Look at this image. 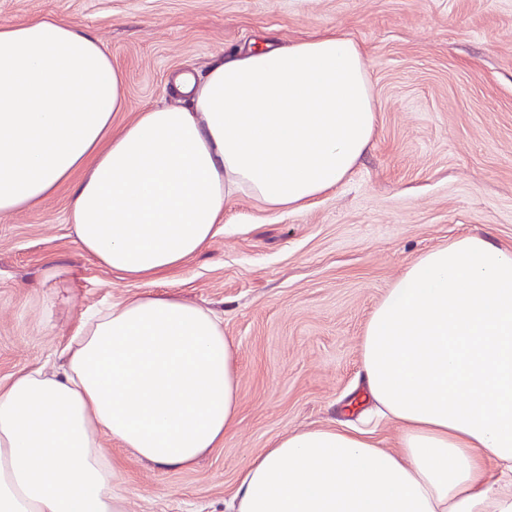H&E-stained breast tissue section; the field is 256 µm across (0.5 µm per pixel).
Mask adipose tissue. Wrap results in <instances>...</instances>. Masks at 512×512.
Wrapping results in <instances>:
<instances>
[{
	"label": "adipose tissue",
	"instance_id": "1",
	"mask_svg": "<svg viewBox=\"0 0 512 512\" xmlns=\"http://www.w3.org/2000/svg\"><path fill=\"white\" fill-rule=\"evenodd\" d=\"M360 47L340 34L215 60L186 103L120 131L123 75L86 29H0V220L73 183L79 248L133 281L203 251L244 194L297 209L336 187L376 123ZM367 391L397 448L339 427L251 457L225 512H512V248L469 235L408 265L361 339ZM236 349L213 311L136 294L89 312L61 370L0 384V512H125L103 447L172 470L223 444Z\"/></svg>",
	"mask_w": 512,
	"mask_h": 512
}]
</instances>
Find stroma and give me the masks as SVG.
I'll return each mask as SVG.
<instances>
[{
	"label": "stroma",
	"instance_id": "obj_1",
	"mask_svg": "<svg viewBox=\"0 0 512 512\" xmlns=\"http://www.w3.org/2000/svg\"><path fill=\"white\" fill-rule=\"evenodd\" d=\"M52 16L93 33L125 79L129 109L174 102L173 77L203 75L264 33L285 45L340 32L367 54L373 142L336 189L297 211L241 197L211 244L147 291L224 316L238 347L236 425L186 470L112 440L127 512H224L250 457L302 428L354 424L383 447L360 340L417 256L467 235L512 246V0H0V27ZM71 185L0 221V383L57 364L82 312L139 287L74 241ZM60 275L49 280L47 268Z\"/></svg>",
	"mask_w": 512,
	"mask_h": 512
}]
</instances>
